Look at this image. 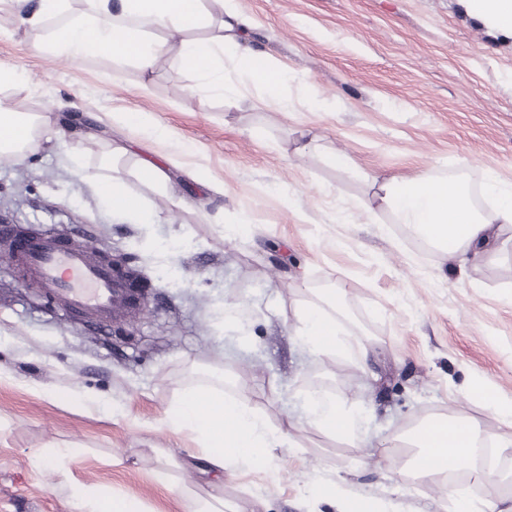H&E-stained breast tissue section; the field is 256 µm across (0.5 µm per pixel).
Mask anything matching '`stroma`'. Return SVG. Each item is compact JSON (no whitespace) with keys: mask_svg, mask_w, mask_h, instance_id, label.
<instances>
[{"mask_svg":"<svg viewBox=\"0 0 512 512\" xmlns=\"http://www.w3.org/2000/svg\"><path fill=\"white\" fill-rule=\"evenodd\" d=\"M228 6L251 47L281 65L293 108L254 87L226 99L186 93L194 75L169 61L145 72L44 54L35 30L0 36V67L27 77L5 98L55 113L88 171L112 145H127L117 168L160 217L148 226L113 213L56 143L0 159V220L131 256L149 295L95 324L0 263V512H71L78 485L144 512H182L180 493L152 476L169 458L180 492L223 484L233 512H311L310 486L328 475L398 512H453L442 486L410 473V448L391 439L451 410L497 431L484 408L450 396L474 377L512 398V250L462 267L406 238L386 212L372 218L360 207L373 176L430 173L478 188L492 173L512 185V31L474 15L469 0ZM303 78L318 105L305 102ZM117 107L149 113L192 142L187 167L114 127ZM308 130L321 149L297 154ZM332 150L363 174L332 167ZM144 159L165 167L172 191L142 188L135 172ZM243 212L251 233L226 243L222 225ZM327 285L344 289L340 322L370 343V366L341 354L319 360L299 343L297 312ZM226 308L245 319L246 339L222 326ZM219 371L277 425L305 418L312 388L346 399L363 417L358 444L299 428L297 452L277 455L272 471H204L187 462L194 443L172 432L171 412L183 388ZM83 393L98 404L81 402ZM110 405L122 417L110 418Z\"/></svg>","mask_w":512,"mask_h":512,"instance_id":"obj_1","label":"stroma"}]
</instances>
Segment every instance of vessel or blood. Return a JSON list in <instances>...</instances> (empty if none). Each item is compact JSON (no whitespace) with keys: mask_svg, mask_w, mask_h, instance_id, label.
I'll use <instances>...</instances> for the list:
<instances>
[{"mask_svg":"<svg viewBox=\"0 0 512 512\" xmlns=\"http://www.w3.org/2000/svg\"><path fill=\"white\" fill-rule=\"evenodd\" d=\"M0 238L12 239L8 256L24 275L71 312L105 322L116 309L130 306L131 291L111 265L92 261L84 249L52 233L15 235L2 220Z\"/></svg>","mask_w":512,"mask_h":512,"instance_id":"b4317fda","label":"vessel or blood"}]
</instances>
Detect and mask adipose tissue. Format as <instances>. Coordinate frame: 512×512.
<instances>
[{"label":"adipose tissue","instance_id":"ef3b65f1","mask_svg":"<svg viewBox=\"0 0 512 512\" xmlns=\"http://www.w3.org/2000/svg\"><path fill=\"white\" fill-rule=\"evenodd\" d=\"M11 22L41 29L50 20L70 14L75 0H4ZM86 20L52 30L40 50L73 59L101 57L147 71L160 60H175L196 75L198 91L227 98L240 87L263 90L281 106H288V84L277 62L253 51L239 39L236 17L225 11L224 0H86ZM232 61L236 82L224 75L225 61ZM113 125L133 130L138 138L175 146L180 155L192 153L178 132L139 112L116 110ZM64 141L66 134L50 113L22 112L0 102V156L21 159L36 138ZM99 198L114 211L143 214L145 200L127 190L124 181L110 173L89 176ZM381 202L392 223L403 225L418 240L448 260L493 259L512 245V191L501 190L488 179L485 191L495 198L491 210H479L466 184L458 178L414 174L385 180ZM316 303L301 309L299 337L312 355L322 359L337 351L368 357L369 347L345 336L337 313L345 303L341 288H322ZM465 397L477 400L496 416L499 427L490 434L465 415L432 416L405 435L396 445L414 450L408 468L416 478L441 481L451 472L479 478L495 473V460L512 454V398L501 396L480 377L463 388ZM311 426L330 437L355 441L361 415L341 399L323 395L310 400ZM179 430L188 432L202 461L217 472L233 474L265 466L276 450L293 448L288 429L274 426L234 394L208 383L185 388L175 407ZM493 457H486V449ZM492 497L473 498L467 487L449 484L448 495L457 512H512V495L506 479H499ZM312 495L335 505L336 512H384L382 504L352 493L335 479L316 481Z\"/></svg>","mask_w":512,"mask_h":512}]
</instances>
